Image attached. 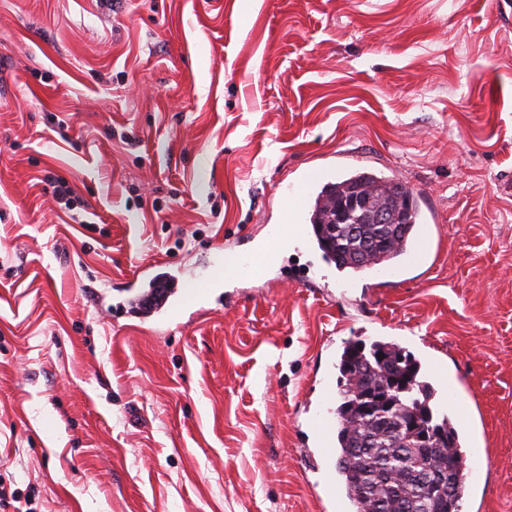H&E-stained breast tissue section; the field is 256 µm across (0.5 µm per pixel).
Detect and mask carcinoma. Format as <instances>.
<instances>
[{"label": "carcinoma", "instance_id": "1", "mask_svg": "<svg viewBox=\"0 0 512 512\" xmlns=\"http://www.w3.org/2000/svg\"><path fill=\"white\" fill-rule=\"evenodd\" d=\"M358 187L372 189L375 202L405 212V219L393 226L355 215L352 223L336 225L335 234L319 236L321 248L334 253L336 266L354 275L387 267L401 255L416 212L405 185L372 170H356L322 187L312 220L318 230L335 221L331 202ZM336 369L335 467L353 512H461L469 469L464 435L453 416L434 402L435 389L420 361L392 341L356 340L345 344ZM412 416L432 431L435 447H415L406 431ZM428 466L451 469L450 488L420 482L419 473Z\"/></svg>", "mask_w": 512, "mask_h": 512}]
</instances>
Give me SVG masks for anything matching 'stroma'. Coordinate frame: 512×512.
I'll list each match as a JSON object with an SVG mask.
<instances>
[{
	"mask_svg": "<svg viewBox=\"0 0 512 512\" xmlns=\"http://www.w3.org/2000/svg\"><path fill=\"white\" fill-rule=\"evenodd\" d=\"M353 168L414 188L426 256L323 279L302 242L213 287L243 237L278 249L302 176ZM145 270L174 311L128 304ZM357 338L456 411L463 512H512V7L0 0L1 487L32 512H350L316 421Z\"/></svg>",
	"mask_w": 512,
	"mask_h": 512,
	"instance_id": "stroma-1",
	"label": "stroma"
}]
</instances>
